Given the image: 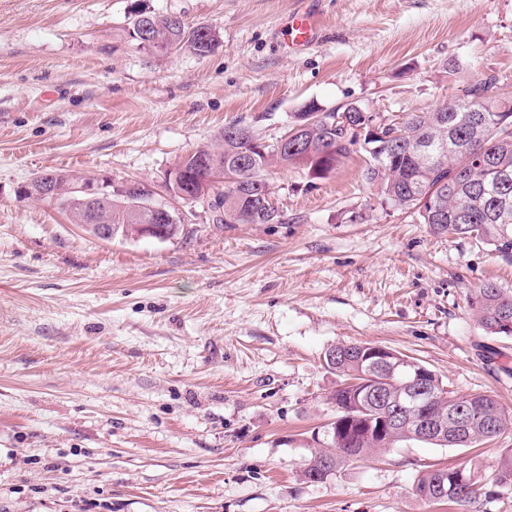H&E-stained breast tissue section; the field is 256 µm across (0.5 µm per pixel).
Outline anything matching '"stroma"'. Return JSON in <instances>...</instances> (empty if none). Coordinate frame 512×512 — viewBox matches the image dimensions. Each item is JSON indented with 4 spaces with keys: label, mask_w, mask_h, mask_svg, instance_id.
<instances>
[{
    "label": "stroma",
    "mask_w": 512,
    "mask_h": 512,
    "mask_svg": "<svg viewBox=\"0 0 512 512\" xmlns=\"http://www.w3.org/2000/svg\"><path fill=\"white\" fill-rule=\"evenodd\" d=\"M308 8L321 38L284 51ZM211 26L199 57L139 50L131 14ZM497 76L512 94V0H0V512H449L414 487L486 480L512 428L474 448L401 443L303 479L337 416L323 354L372 342L458 396L512 413V338L471 296L512 262L382 204L357 151L331 174L270 167L277 224L103 241L22 200L43 170L162 183L239 121L272 143L305 103L384 119Z\"/></svg>",
    "instance_id": "35a3bbf8"
}]
</instances>
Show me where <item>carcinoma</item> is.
I'll return each mask as SVG.
<instances>
[{
    "label": "carcinoma",
    "mask_w": 512,
    "mask_h": 512,
    "mask_svg": "<svg viewBox=\"0 0 512 512\" xmlns=\"http://www.w3.org/2000/svg\"><path fill=\"white\" fill-rule=\"evenodd\" d=\"M144 18L151 19L152 32L160 41L175 45V52L190 51L206 56L218 47L217 33L209 28L200 33L188 24L178 28L160 12L140 10L129 19L127 37L140 45L138 25ZM497 77L487 75L469 84L461 96L430 111L411 112L394 128H386L381 135L372 134L366 110L346 112L325 110L323 117L311 127L288 136V150L282 151L279 142L258 145L255 159L247 167L233 166L243 143L237 131L240 123L224 127L220 144L204 146L193 155L224 158V186L219 197L224 203V215L212 223H229L236 216L239 224H277L282 214L275 205H266L272 194L267 179L270 166L302 168L314 179H322L333 172L341 161L356 150L368 154L369 165L363 176L366 183L377 190L379 200L397 210L417 217L436 235L475 238L489 246L503 259L512 261V95L493 91ZM480 99L470 105L474 95ZM177 165L179 188L185 190L197 178L209 171L195 165L194 159L182 157ZM51 176L60 190L58 205L66 209L74 224L85 222L84 207L68 192L69 186L80 177L62 171L43 172ZM428 198L432 207H418L422 198ZM100 221L112 225L105 235L95 227L89 234L110 241L132 238L137 225L146 223V217L130 202L112 195V206L99 214ZM483 329L492 336L512 337V293H507L492 282L478 288L471 303ZM336 349V363L328 367L341 380L358 379L367 373V362L360 360L352 344H340ZM425 382L439 400V411L448 413L451 392L444 389L438 375L428 367ZM378 383L388 394L400 390V373L384 371L376 374ZM330 400L338 410L337 420L345 421L361 415L355 403L353 390L335 388ZM512 427V415L505 412L488 395L474 396L468 431L460 433L448 423V439L436 441L437 447L468 448L493 440ZM330 447L318 449L302 471V476L320 472L327 456H334L336 465L346 462V456L362 457L377 450L391 448L399 443L415 442L412 425L400 431L379 437L365 432L341 437L336 424L328 427ZM497 486L486 487L477 476L457 467L437 469L424 473L415 491L427 501H446L463 506L483 494L493 497L500 488L512 487V450L504 453L496 470Z\"/></svg>",
    "instance_id": "1"
}]
</instances>
